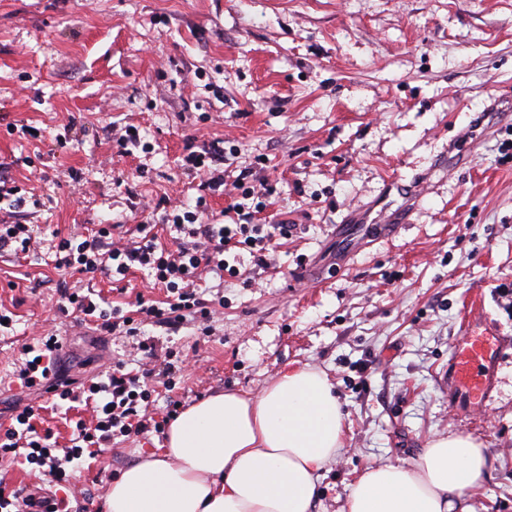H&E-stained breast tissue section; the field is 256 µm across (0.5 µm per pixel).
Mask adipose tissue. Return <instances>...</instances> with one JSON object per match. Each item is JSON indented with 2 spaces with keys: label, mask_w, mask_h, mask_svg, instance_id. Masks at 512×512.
I'll return each mask as SVG.
<instances>
[{
  "label": "adipose tissue",
  "mask_w": 512,
  "mask_h": 512,
  "mask_svg": "<svg viewBox=\"0 0 512 512\" xmlns=\"http://www.w3.org/2000/svg\"><path fill=\"white\" fill-rule=\"evenodd\" d=\"M344 422L328 375L307 364L254 395H210L170 422L158 450L119 474L103 512H311ZM486 468L474 439L439 434L414 462L367 467L347 512H470L463 495Z\"/></svg>",
  "instance_id": "obj_1"
}]
</instances>
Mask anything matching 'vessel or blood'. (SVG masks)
I'll use <instances>...</instances> for the list:
<instances>
[{"label":"vessel or blood","mask_w":512,"mask_h":512,"mask_svg":"<svg viewBox=\"0 0 512 512\" xmlns=\"http://www.w3.org/2000/svg\"><path fill=\"white\" fill-rule=\"evenodd\" d=\"M411 213L403 208L391 214H379L375 221L350 216L347 224L338 227L342 237L360 240L368 244L380 238L393 237ZM497 347L496 338L470 336L456 345L448 358V391L453 400L474 401L486 398L491 388L493 354Z\"/></svg>","instance_id":"b4317fda"}]
</instances>
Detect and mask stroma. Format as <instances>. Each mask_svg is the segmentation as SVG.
<instances>
[{
  "mask_svg": "<svg viewBox=\"0 0 512 512\" xmlns=\"http://www.w3.org/2000/svg\"><path fill=\"white\" fill-rule=\"evenodd\" d=\"M512 106V0H0V179L30 203L0 209L28 224V255L0 251V423L20 389L23 345L65 337L73 377L124 361L141 338L185 362L148 405L162 419L217 391L257 393L307 364L330 376L345 414L336 461L313 512H346L365 467L415 461L428 440L459 432L488 466L465 493L472 512H512V123L477 116ZM140 143L126 155L123 126ZM222 141L217 214L252 169L271 194L250 199L251 224L287 223L258 267L226 254L239 276L208 275L209 318L102 336L61 315L63 289L115 305L159 300L146 272L118 294L104 274L82 281L53 265V232L98 224L130 242L159 224L160 198L194 208L198 180L182 165L188 138ZM423 185L410 222L350 250L333 229L357 206L402 202L392 177ZM323 271L320 282L309 271ZM500 337L494 388L479 404L448 403V356L474 333ZM37 430L68 446L91 406L54 408ZM150 432L101 446L70 484L53 487L99 512L112 479L162 442Z\"/></svg>",
  "mask_w": 512,
  "mask_h": 512,
  "instance_id": "stroma-1",
  "label": "stroma"
}]
</instances>
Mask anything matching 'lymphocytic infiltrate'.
I'll return each mask as SVG.
<instances>
[{
  "instance_id": "obj_1",
  "label": "lymphocytic infiltrate",
  "mask_w": 512,
  "mask_h": 512,
  "mask_svg": "<svg viewBox=\"0 0 512 512\" xmlns=\"http://www.w3.org/2000/svg\"><path fill=\"white\" fill-rule=\"evenodd\" d=\"M184 162L190 173L202 176V189L216 190L223 186L222 176L212 167L224 159V149L218 143L188 141ZM163 220L179 232L181 240L176 250L158 244L154 234L147 233L122 248L104 250L103 240L110 229L103 228L84 238H59L55 245L54 264L58 271L69 275L108 274L120 283L132 270H147L155 284L164 288V300L150 301L137 298L135 308L128 314L107 313L87 296H71L63 292L75 312L85 320L95 322L100 330L110 335H136L139 327L148 323L175 325L196 314L206 313L205 301L196 289L205 267L222 271L226 268L224 254L234 247H264L274 235H287V225H278L276 231L266 232L257 224L206 223V199H199L196 210H181L167 200H159ZM57 338L50 335L38 339L36 345L26 346L29 358L17 372L22 388L35 393H50L58 403L76 401L86 395L96 404V422L87 425L76 420L75 436L70 448L56 454L51 447L52 432L36 434L34 420L37 408L16 403L13 422L0 433V459H24L25 463L47 468L54 482L63 483L88 459L94 458V449L120 437L139 435L157 428L154 418L144 415L145 402L151 396L139 376L117 367L105 379L75 383L70 378L62 351L56 348Z\"/></svg>"
}]
</instances>
